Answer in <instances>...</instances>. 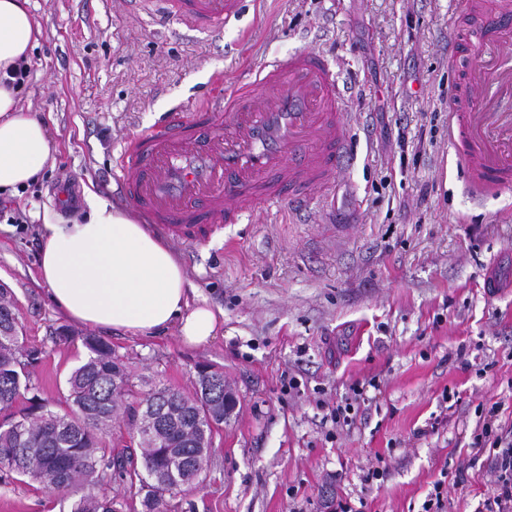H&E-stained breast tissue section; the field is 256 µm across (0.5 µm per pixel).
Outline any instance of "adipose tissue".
Listing matches in <instances>:
<instances>
[{"label":"adipose tissue","mask_w":512,"mask_h":512,"mask_svg":"<svg viewBox=\"0 0 512 512\" xmlns=\"http://www.w3.org/2000/svg\"><path fill=\"white\" fill-rule=\"evenodd\" d=\"M29 0H0V194L36 182L54 149L43 122L24 112L6 79L30 59ZM85 222L44 227L38 281L69 322L153 337L177 328L189 345L208 342L223 310L200 298L172 249L147 225L95 195Z\"/></svg>","instance_id":"ef3b65f1"}]
</instances>
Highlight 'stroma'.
Listing matches in <instances>:
<instances>
[{
  "label": "stroma",
  "mask_w": 512,
  "mask_h": 512,
  "mask_svg": "<svg viewBox=\"0 0 512 512\" xmlns=\"http://www.w3.org/2000/svg\"><path fill=\"white\" fill-rule=\"evenodd\" d=\"M39 26L22 95L55 143L42 178L0 208V288L26 344L42 348L31 382L50 408L86 357L36 281L47 224H77L86 193L117 208L125 141L193 108L222 75L306 48L339 62L355 146L335 207L310 201L259 211L224 234L172 249L201 297L224 312L208 344L177 328L97 336L130 362L135 393L162 382L191 390L198 364L222 372L236 407L213 437L199 483L175 512H329L365 499L364 512H422L443 471L448 512H475L494 478L471 448L493 403L512 426V191L477 192L448 147V92L463 78L448 62L458 30H472L457 0H245L238 21L200 34L157 11L156 0H30ZM401 124L400 152L383 127ZM495 278L499 292L487 294ZM293 377L298 390L286 391ZM376 378L350 426L326 422L357 380ZM452 410H444L445 397ZM448 419L434 425L440 411ZM383 479L364 485V471ZM43 484L0 481V512H65Z\"/></svg>",
  "instance_id": "stroma-1"
}]
</instances>
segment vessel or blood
<instances>
[{
    "instance_id": "obj_1",
    "label": "vessel or blood",
    "mask_w": 512,
    "mask_h": 512,
    "mask_svg": "<svg viewBox=\"0 0 512 512\" xmlns=\"http://www.w3.org/2000/svg\"><path fill=\"white\" fill-rule=\"evenodd\" d=\"M177 20L209 32L240 17L244 0H168ZM479 11L483 51L464 65L448 98L457 158L483 192L512 189V0ZM337 73L326 53L306 49L246 69L233 90L160 127L134 134L118 160L123 197L169 238L196 243L238 224L256 208L336 198L352 151Z\"/></svg>"
}]
</instances>
